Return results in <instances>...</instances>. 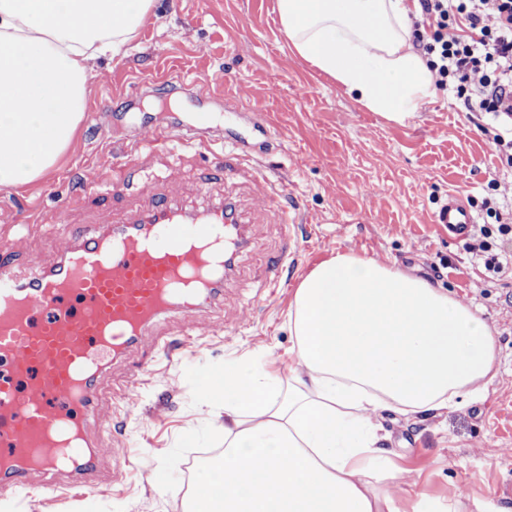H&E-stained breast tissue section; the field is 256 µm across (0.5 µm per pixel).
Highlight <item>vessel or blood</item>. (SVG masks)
<instances>
[{"mask_svg":"<svg viewBox=\"0 0 512 512\" xmlns=\"http://www.w3.org/2000/svg\"><path fill=\"white\" fill-rule=\"evenodd\" d=\"M231 138L245 161L251 133ZM198 150L191 130L144 127L130 149ZM135 222L102 234L91 228L60 236L61 258L19 271L12 257L23 238L0 244V486L27 498L60 488L62 478L93 469L104 453L87 434L100 377L156 323L180 316L196 331L201 305L223 286L246 242L231 204L191 213L158 203L151 185ZM454 240L475 222L462 195L434 216Z\"/></svg>","mask_w":512,"mask_h":512,"instance_id":"vessel-or-blood-1","label":"vessel or blood"}]
</instances>
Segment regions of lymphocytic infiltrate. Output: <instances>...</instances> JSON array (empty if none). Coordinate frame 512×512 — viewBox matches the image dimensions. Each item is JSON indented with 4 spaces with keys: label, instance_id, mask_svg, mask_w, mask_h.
<instances>
[{
    "label": "lymphocytic infiltrate",
    "instance_id": "1",
    "mask_svg": "<svg viewBox=\"0 0 512 512\" xmlns=\"http://www.w3.org/2000/svg\"><path fill=\"white\" fill-rule=\"evenodd\" d=\"M412 35L435 89H454L466 111L499 126L493 150L512 167V0H419Z\"/></svg>",
    "mask_w": 512,
    "mask_h": 512
}]
</instances>
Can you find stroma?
<instances>
[{"label":"stroma","instance_id":"35a3bbf8","mask_svg":"<svg viewBox=\"0 0 512 512\" xmlns=\"http://www.w3.org/2000/svg\"><path fill=\"white\" fill-rule=\"evenodd\" d=\"M229 80L214 84L217 72ZM87 105L107 104L109 126L83 121L60 171L39 184L0 193V239L26 236L19 266L48 267L58 241L41 220L58 202L82 191L88 174L122 183L84 197L64 216L69 227L104 231L132 221L141 208L137 184L190 211L228 200L245 224L260 228L230 279L203 306L202 334L187 336L178 320L162 321L100 382L90 429L107 451L112 472L95 493L75 487L61 501L30 509L21 495L0 492L12 512H185L188 485L205 453L224 447V419L201 403L198 385L249 350L287 356L288 307L302 275L336 251L397 266L470 305L495 338V370L481 399L434 415L383 412L385 448L400 455L418 491L455 497L462 512L487 503L512 505V270L495 278L452 240L433 216L449 194H463L498 243L497 216L512 215V170L492 150L488 116L467 114L455 92L434 91L416 116L398 125L349 97L333 79L294 54L281 30L277 0H157L124 56L97 59ZM212 114L211 156L157 151L138 169H120L118 149L141 124H192ZM272 125L253 154L254 173L217 163L224 138ZM284 188L281 204L295 226L274 223L256 207L258 179ZM298 247L284 256L287 238ZM283 283L277 293L267 284ZM138 395L127 402L129 381ZM162 474L169 489L148 482Z\"/></svg>","mask_w":512,"mask_h":512}]
</instances>
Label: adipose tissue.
Listing matches in <instances>:
<instances>
[{
	"mask_svg": "<svg viewBox=\"0 0 512 512\" xmlns=\"http://www.w3.org/2000/svg\"><path fill=\"white\" fill-rule=\"evenodd\" d=\"M155 3L0 0V192L60 167L96 59L121 54ZM409 10L407 0H278L292 50L397 124L433 93ZM288 332L287 373L253 352L206 379L224 453L201 468L188 512H458L403 487L379 416L478 397L495 363L485 321L395 265L339 251L302 276Z\"/></svg>",
	"mask_w": 512,
	"mask_h": 512,
	"instance_id": "obj_1",
	"label": "adipose tissue"
}]
</instances>
